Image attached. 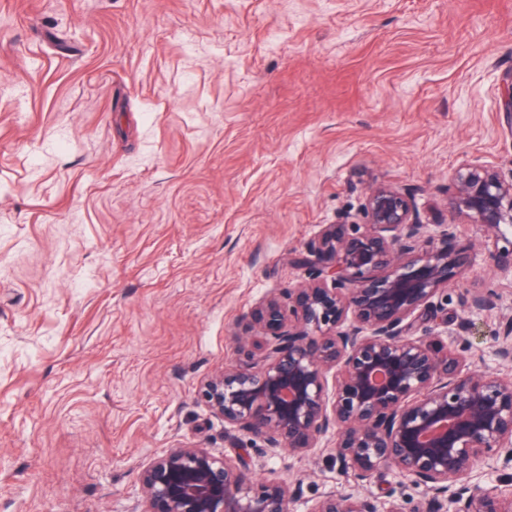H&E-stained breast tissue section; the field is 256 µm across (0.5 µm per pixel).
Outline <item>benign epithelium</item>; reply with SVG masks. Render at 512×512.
<instances>
[{
  "label": "benign epithelium",
  "mask_w": 512,
  "mask_h": 512,
  "mask_svg": "<svg viewBox=\"0 0 512 512\" xmlns=\"http://www.w3.org/2000/svg\"><path fill=\"white\" fill-rule=\"evenodd\" d=\"M501 107L512 118V74L502 79ZM452 210L493 237L512 227V178L488 165L455 172ZM364 224H325L298 265L314 278L268 294L250 314L255 331L248 363L204 381L199 400L268 448L303 454L331 434L336 459L356 483L382 470L425 491L413 512H512V489L471 482L480 465L512 469V376L470 370L451 349L437 348L448 325L439 294L465 271L453 232L424 235L414 194L392 185L368 189ZM512 277V240L495 254ZM500 296L462 299L470 315ZM489 355L512 362V319L502 322ZM148 512H288L289 489L245 482L238 461L207 448H172L141 472ZM311 512H399L377 497L336 491Z\"/></svg>",
  "instance_id": "benign-epithelium-1"
}]
</instances>
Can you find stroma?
<instances>
[{
	"instance_id": "35a3bbf8",
	"label": "stroma",
	"mask_w": 512,
	"mask_h": 512,
	"mask_svg": "<svg viewBox=\"0 0 512 512\" xmlns=\"http://www.w3.org/2000/svg\"><path fill=\"white\" fill-rule=\"evenodd\" d=\"M511 72L512 0H0V512H147L141 471L179 446L246 449L290 512H412L410 479L356 484L330 437L264 447L198 388L376 183L465 249L441 299L481 368L504 312L461 298L512 282L448 197L462 164L512 174ZM310 512H403L398 508L385 507L378 497L354 496L336 491L323 495Z\"/></svg>"
}]
</instances>
